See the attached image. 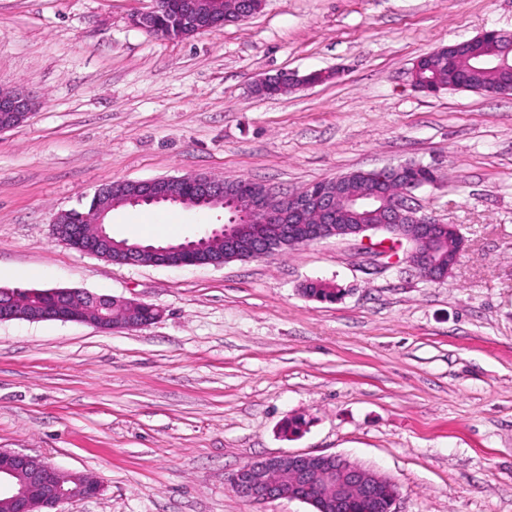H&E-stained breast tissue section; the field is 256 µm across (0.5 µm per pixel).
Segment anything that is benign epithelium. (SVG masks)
Wrapping results in <instances>:
<instances>
[{
    "mask_svg": "<svg viewBox=\"0 0 512 512\" xmlns=\"http://www.w3.org/2000/svg\"><path fill=\"white\" fill-rule=\"evenodd\" d=\"M204 0H152L148 11L133 16L137 27L149 30L163 11H175L185 30L195 36L224 25V15L203 5ZM264 0H239V21L261 11ZM448 56L441 63L453 68L461 57L496 69L512 65V37L491 30L467 41L445 45ZM36 108L30 96L0 89V132L15 128ZM412 162L378 170L380 177L367 190L344 188L336 192L309 188L288 196L282 204L273 189L263 185L236 194L224 179L204 174L160 177L140 181L118 180L101 185L93 210L72 223L65 212L54 221V234L66 245L114 264L169 266L170 256H200L205 242H224V253L204 264L221 266L238 257L237 216L256 225L249 239L250 258L260 259L292 244L317 243L330 237H349L366 254L404 260L430 281L442 282L452 274L465 240L454 224H442L412 205V193L423 187L409 176ZM233 201L239 214L228 212L227 221L216 224L195 240L165 245L129 244L117 240L106 229L109 204L185 205L214 210ZM54 305L37 311L24 309L15 290L0 287V322H89L103 331L137 330L151 324L138 318L147 303L135 299L96 296L72 289L47 292ZM233 491L254 505L293 498L324 512H345L352 497L376 499L384 477L372 474L335 454H282L248 462L230 474ZM100 491L95 477L73 475L39 456L0 448V502L7 512H55L62 502L75 496L94 497Z\"/></svg>",
    "mask_w": 512,
    "mask_h": 512,
    "instance_id": "7a95c632",
    "label": "benign epithelium"
}]
</instances>
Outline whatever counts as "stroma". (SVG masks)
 <instances>
[{
    "label": "stroma",
    "instance_id": "obj_1",
    "mask_svg": "<svg viewBox=\"0 0 512 512\" xmlns=\"http://www.w3.org/2000/svg\"><path fill=\"white\" fill-rule=\"evenodd\" d=\"M150 0H0V87L38 109L0 133V287L136 299L134 330L0 323V448L99 478L61 512H313L258 508L227 482L269 455L340 454L399 487L396 512H512V95L418 91L415 61L488 30L512 0H265L248 21L177 40L133 15ZM282 70L324 83L258 96ZM414 161L413 204L454 224L447 281L369 270L327 239L220 267L117 265L52 234L113 180L202 173L283 193ZM194 239L216 215L112 210ZM323 280L340 300L301 292ZM301 420L292 435L286 419Z\"/></svg>",
    "mask_w": 512,
    "mask_h": 512
}]
</instances>
